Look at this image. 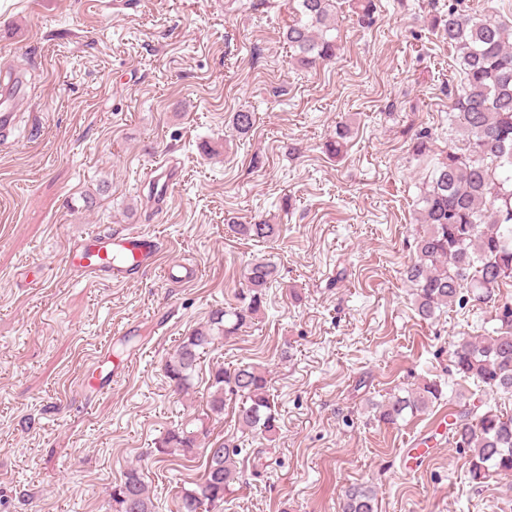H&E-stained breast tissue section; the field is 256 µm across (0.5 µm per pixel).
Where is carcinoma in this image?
I'll return each mask as SVG.
<instances>
[{"mask_svg": "<svg viewBox=\"0 0 512 512\" xmlns=\"http://www.w3.org/2000/svg\"><path fill=\"white\" fill-rule=\"evenodd\" d=\"M298 18L283 34L296 63L309 68L331 61L338 48L335 0H296ZM447 37L462 66L463 82L448 112L449 128L461 134L468 154L448 152L434 163L429 184L419 199L422 231L415 238L416 258L404 269L415 291V310L423 320L437 310L468 303L496 301V290L512 278V29L506 24L478 19L456 8L433 19ZM349 129L336 127L328 150L339 155L347 145ZM237 234L264 242L277 235L278 225L259 220L231 224ZM276 268L267 259H255L245 269L248 283L241 305L211 310L207 321L182 338L165 364V373L178 391L192 384L204 350L242 328L262 310L265 290L275 280ZM497 335L482 340L459 339L450 355L457 374L472 378L492 392L512 393V305L498 313ZM208 417L224 415V394L242 399L238 421L263 436L279 430L272 409L266 371L253 365L231 373L213 374ZM434 381H425L407 395H392L376 405L378 417L394 424L407 414L426 411L440 399ZM455 447L469 453L470 479L481 483L490 474H512V416L475 404L453 413L450 423ZM195 430L178 428L158 442L161 456H188L197 449ZM205 468L193 489L182 491L179 512H210L234 492L240 480L236 456L241 450L221 443L206 448ZM155 505L140 468L131 467L112 489V512H154ZM376 494L352 489L342 512H376Z\"/></svg>", "mask_w": 512, "mask_h": 512, "instance_id": "cac0c4a2", "label": "carcinoma"}]
</instances>
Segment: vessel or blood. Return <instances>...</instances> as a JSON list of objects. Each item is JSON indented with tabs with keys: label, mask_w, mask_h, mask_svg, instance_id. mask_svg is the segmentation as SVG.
Segmentation results:
<instances>
[{
	"label": "vessel or blood",
	"mask_w": 512,
	"mask_h": 512,
	"mask_svg": "<svg viewBox=\"0 0 512 512\" xmlns=\"http://www.w3.org/2000/svg\"><path fill=\"white\" fill-rule=\"evenodd\" d=\"M19 98H12L8 108L0 111V149L11 143L15 127L14 110ZM161 252L156 234L138 229L118 232L90 230L71 239L65 264L71 275L89 277L113 284H128L157 265Z\"/></svg>",
	"instance_id": "obj_1"
}]
</instances>
